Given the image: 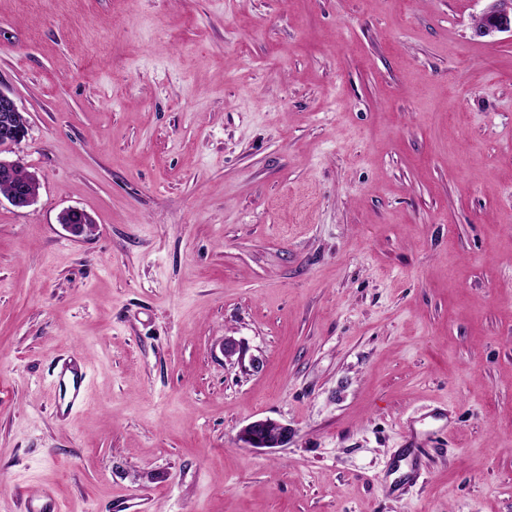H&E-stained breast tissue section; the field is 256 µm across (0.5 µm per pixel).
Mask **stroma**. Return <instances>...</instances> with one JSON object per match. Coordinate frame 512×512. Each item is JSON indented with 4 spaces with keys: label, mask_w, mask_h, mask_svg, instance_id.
<instances>
[{
    "label": "stroma",
    "mask_w": 512,
    "mask_h": 512,
    "mask_svg": "<svg viewBox=\"0 0 512 512\" xmlns=\"http://www.w3.org/2000/svg\"><path fill=\"white\" fill-rule=\"evenodd\" d=\"M491 5L0 0L6 157L40 182L0 195V512H512ZM256 418L292 441L245 447Z\"/></svg>",
    "instance_id": "stroma-1"
}]
</instances>
